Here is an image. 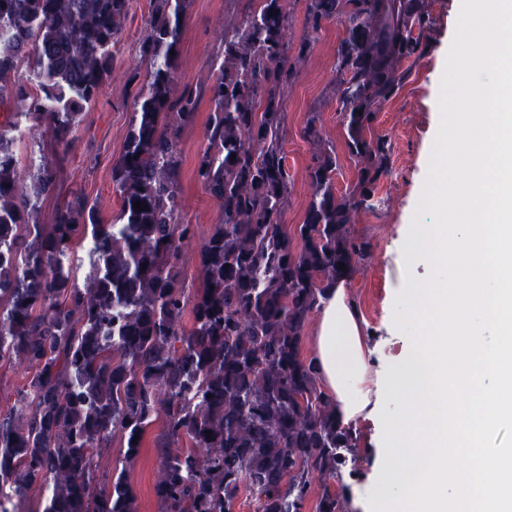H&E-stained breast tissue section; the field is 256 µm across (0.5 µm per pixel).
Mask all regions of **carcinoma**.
I'll list each match as a JSON object with an SVG mask.
<instances>
[{
    "label": "carcinoma",
    "mask_w": 512,
    "mask_h": 512,
    "mask_svg": "<svg viewBox=\"0 0 512 512\" xmlns=\"http://www.w3.org/2000/svg\"><path fill=\"white\" fill-rule=\"evenodd\" d=\"M187 2L150 0L139 46L150 70L112 169L121 201L113 223L82 194L39 222L36 197L54 185L55 166L41 160L26 186L0 132V360L33 371L0 414V512L37 480L47 488L43 512H137L123 473L97 490L95 458L119 431L126 461L135 460L158 419L161 512H234L243 488L253 512H307L318 481L315 512H350L342 475L356 468V436L302 358L301 337L326 292L369 255L350 225L381 203L376 192L390 172V143L376 122L428 48L434 0H306L297 43L288 41L290 0H252L224 25L195 167L223 218L200 249L204 288L194 295L178 266L196 236L177 222L178 143L198 99L171 98L178 55L170 51H179ZM129 4L0 0V103H27L26 115L46 120L69 148L116 66ZM333 21L344 29L333 94L357 175L337 191L336 147L310 111L302 134L315 146L312 194L296 252L283 224L284 101ZM24 59L37 97L11 80ZM137 201L147 210L136 212ZM87 239L93 275L81 286L69 258ZM184 438L190 446L176 447Z\"/></svg>",
    "instance_id": "cac0c4a2"
}]
</instances>
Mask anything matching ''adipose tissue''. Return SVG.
<instances>
[{
  "mask_svg": "<svg viewBox=\"0 0 512 512\" xmlns=\"http://www.w3.org/2000/svg\"><path fill=\"white\" fill-rule=\"evenodd\" d=\"M314 336L320 382L347 422L373 418L383 401H401L403 388L414 386L422 371L409 353L383 373H371L357 313L340 285L323 300Z\"/></svg>",
  "mask_w": 512,
  "mask_h": 512,
  "instance_id": "adipose-tissue-1",
  "label": "adipose tissue"
}]
</instances>
